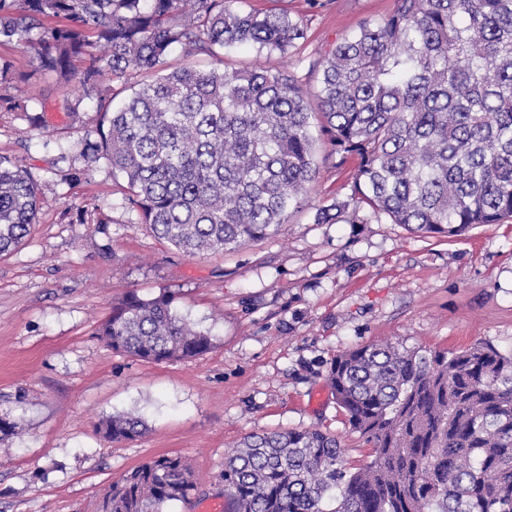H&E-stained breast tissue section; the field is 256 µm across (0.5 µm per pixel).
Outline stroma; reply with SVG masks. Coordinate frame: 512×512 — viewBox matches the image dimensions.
Masks as SVG:
<instances>
[{
  "label": "stroma",
  "instance_id": "stroma-1",
  "mask_svg": "<svg viewBox=\"0 0 512 512\" xmlns=\"http://www.w3.org/2000/svg\"><path fill=\"white\" fill-rule=\"evenodd\" d=\"M303 21L287 52L233 45L216 55L175 51L171 66L285 70L316 92L318 61L361 22L382 21L394 0H249ZM0 158L41 185L38 222L0 255V414L19 429L0 447V512H96L127 470L163 454L182 456L199 481L167 512L235 506L224 494V459L244 436L318 428L348 448L351 433L327 383L342 352L382 341L454 352L491 344L512 352V219L458 237L419 234L387 216L319 224L318 208L346 200L355 159L316 144L319 173L278 231L236 251L187 256L131 221L126 182L98 167L61 179L60 153L95 128L96 106L61 110L78 89L39 68L29 47L0 44ZM43 114L30 128L10 101ZM169 292L178 313L215 346L181 361L145 362L96 336L128 292ZM137 410L146 434L108 442L99 420Z\"/></svg>",
  "mask_w": 512,
  "mask_h": 512
}]
</instances>
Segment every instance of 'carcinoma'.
Masks as SVG:
<instances>
[{
    "instance_id": "obj_1",
    "label": "carcinoma",
    "mask_w": 512,
    "mask_h": 512,
    "mask_svg": "<svg viewBox=\"0 0 512 512\" xmlns=\"http://www.w3.org/2000/svg\"><path fill=\"white\" fill-rule=\"evenodd\" d=\"M243 0H0V44H27L45 70L81 88L64 104L96 102L98 138L80 143L65 180L104 163L125 178L135 223L188 256L266 238L318 175L311 121L332 152L358 160L348 199L319 224L366 205L423 234L457 237L512 217V0H395L320 61L311 111L286 71L170 70L167 57L233 44L285 52L305 38L287 12L245 11ZM63 24L34 39L40 19ZM85 56L80 71L73 58ZM146 72L113 106L103 76ZM40 185L0 159V253L38 222ZM162 292L112 305L96 336L147 362L191 359L214 347ZM350 430L373 448L355 466L320 429L244 437L224 460L236 512H512V353L400 343L352 348L328 375ZM106 440L147 431L133 411L101 422ZM196 488L179 455L128 470L98 512H166Z\"/></svg>"
}]
</instances>
